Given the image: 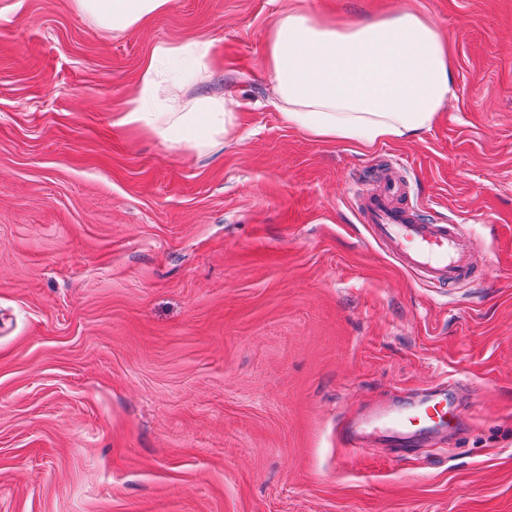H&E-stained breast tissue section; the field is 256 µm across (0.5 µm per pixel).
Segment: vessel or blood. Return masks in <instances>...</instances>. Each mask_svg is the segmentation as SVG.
Listing matches in <instances>:
<instances>
[{"label":"vessel or blood","instance_id":"obj_1","mask_svg":"<svg viewBox=\"0 0 512 512\" xmlns=\"http://www.w3.org/2000/svg\"><path fill=\"white\" fill-rule=\"evenodd\" d=\"M358 212L372 239L406 270L436 288L472 278L486 264L485 253L454 221L425 220L410 199L400 169L386 168L377 183H363ZM431 397L379 412L372 435L341 428L340 444L352 456L367 453L377 442L390 448H413L419 440L447 431L467 416L469 391L458 381L431 384Z\"/></svg>","mask_w":512,"mask_h":512}]
</instances>
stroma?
<instances>
[{"instance_id": "1", "label": "stroma", "mask_w": 512, "mask_h": 512, "mask_svg": "<svg viewBox=\"0 0 512 512\" xmlns=\"http://www.w3.org/2000/svg\"><path fill=\"white\" fill-rule=\"evenodd\" d=\"M287 0H171L96 33L70 0H0V512H512V0H305L345 25L410 9L455 94L365 150L289 127L267 34ZM213 40L197 88L238 137L195 157L114 126L161 42ZM402 161L414 203L488 264L430 287L356 191ZM450 442L345 456L336 418L445 378Z\"/></svg>"}]
</instances>
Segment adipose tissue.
Wrapping results in <instances>:
<instances>
[{"instance_id":"adipose-tissue-1","label":"adipose tissue","mask_w":512,"mask_h":512,"mask_svg":"<svg viewBox=\"0 0 512 512\" xmlns=\"http://www.w3.org/2000/svg\"><path fill=\"white\" fill-rule=\"evenodd\" d=\"M100 32L123 31L165 12L171 0H71ZM224 57L197 36L157 44L145 59L117 124L160 144L203 156L237 133L235 102L190 95ZM264 66L273 106L288 126L312 138L370 148L431 128L454 95L448 42L410 10L336 25L289 0L272 24Z\"/></svg>"}]
</instances>
